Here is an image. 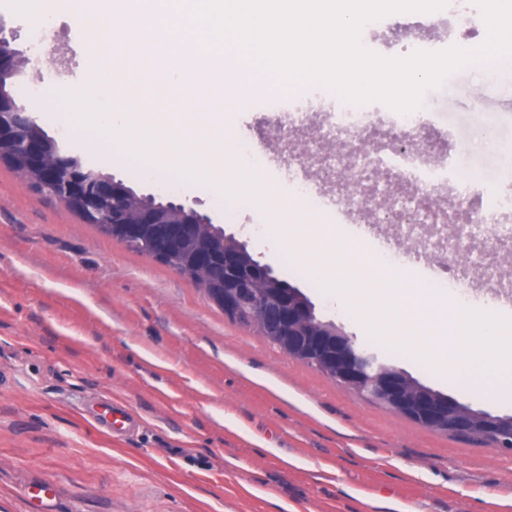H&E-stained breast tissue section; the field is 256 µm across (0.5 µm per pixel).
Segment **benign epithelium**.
I'll list each match as a JSON object with an SVG mask.
<instances>
[{
  "instance_id": "benign-epithelium-1",
  "label": "benign epithelium",
  "mask_w": 512,
  "mask_h": 512,
  "mask_svg": "<svg viewBox=\"0 0 512 512\" xmlns=\"http://www.w3.org/2000/svg\"><path fill=\"white\" fill-rule=\"evenodd\" d=\"M12 33L0 24V144L8 142L9 157L17 158L37 176L31 188L52 195L78 213L85 224H111L114 239L129 248L144 247L153 257L168 259L183 243L195 238L199 228L209 225L208 214L185 202L147 195L149 203L131 213L135 192L108 173L87 167L49 136L33 113L16 100L9 79L31 64L29 57L12 47ZM57 38L47 39L42 64H61ZM349 148L363 161L370 159L379 144L358 140L349 146L336 145V156ZM367 165L340 173L336 188L348 208L357 198L370 205L363 215L387 208V199L375 188L365 186ZM219 252L203 253L199 263L224 279V316L242 326L258 320L273 339L288 337V357L312 364L340 381L355 385L367 394L397 407L405 416L429 428L448 415L446 431L468 434L478 420L486 421L490 447L512 453V418L490 417L447 397L408 390L409 376L397 368L387 370L378 357L361 347L344 328L316 314L315 306L297 289L282 282L270 287L277 276L249 252L247 245L224 229L214 226Z\"/></svg>"
}]
</instances>
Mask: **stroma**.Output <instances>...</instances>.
Returning a JSON list of instances; mask_svg holds the SVG:
<instances>
[{"label":"stroma","mask_w":512,"mask_h":512,"mask_svg":"<svg viewBox=\"0 0 512 512\" xmlns=\"http://www.w3.org/2000/svg\"><path fill=\"white\" fill-rule=\"evenodd\" d=\"M55 28L87 82L80 15ZM43 85L27 100L48 135L85 164L140 194L201 202L214 224L298 288L318 315L430 389L476 411L512 416L375 338L295 256L256 224H318L286 194L289 162L280 90L252 86L223 115L225 131L252 140L258 164L241 167L247 190L227 208L210 189L145 176L86 144L59 118L67 81L42 67L16 75ZM460 171L512 189V70L466 64L420 106ZM109 396L138 426L115 438L83 415ZM55 484L54 512H512V453L463 442L362 398L293 361L253 330L226 319L191 281L101 234L56 199L30 190L0 163V512H27L30 481Z\"/></svg>","instance_id":"35a3bbf8"}]
</instances>
